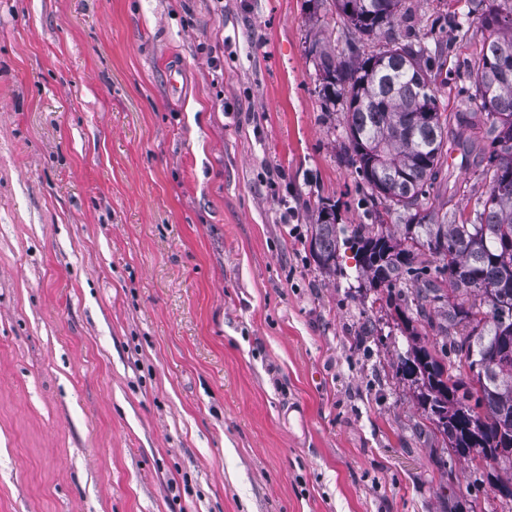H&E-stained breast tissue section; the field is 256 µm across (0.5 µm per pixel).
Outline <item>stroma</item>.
<instances>
[{"label":"stroma","mask_w":512,"mask_h":512,"mask_svg":"<svg viewBox=\"0 0 512 512\" xmlns=\"http://www.w3.org/2000/svg\"><path fill=\"white\" fill-rule=\"evenodd\" d=\"M399 8L440 111H479L476 4ZM316 40L382 46L332 0H0V512H512V464L447 447L401 364L440 338L356 267L396 219ZM448 176L433 207L472 213ZM318 221L310 240V252L320 267L336 271L338 237L334 213H330L324 207L321 209ZM328 263L330 264L327 265Z\"/></svg>","instance_id":"obj_1"}]
</instances>
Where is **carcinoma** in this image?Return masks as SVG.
I'll return each instance as SVG.
<instances>
[{
  "label": "carcinoma",
  "mask_w": 512,
  "mask_h": 512,
  "mask_svg": "<svg viewBox=\"0 0 512 512\" xmlns=\"http://www.w3.org/2000/svg\"><path fill=\"white\" fill-rule=\"evenodd\" d=\"M337 3L346 26L385 41L377 55L343 60L317 41L311 46L324 97L333 104L339 97L345 106L349 161L371 197L398 220L392 227L356 225L359 272L388 297L403 298L413 318L442 337L441 350L465 360L467 382L451 373L454 362L425 345L414 347L404 363L419 376L422 405L450 448L463 458L474 448L484 456L512 448V361L498 353L499 337L512 336V288L501 287L512 281V162L496 165L487 151L502 143L512 149V74L499 72L503 53L512 52V6H488L481 14L488 36L471 76L475 97L490 92V107L445 114L423 52L392 36L399 11H385L379 0ZM462 131L463 165L487 184L472 220L427 203ZM310 252L320 267L337 268L336 220L324 208ZM424 252L433 265L419 261Z\"/></svg>",
  "instance_id": "obj_1"
}]
</instances>
